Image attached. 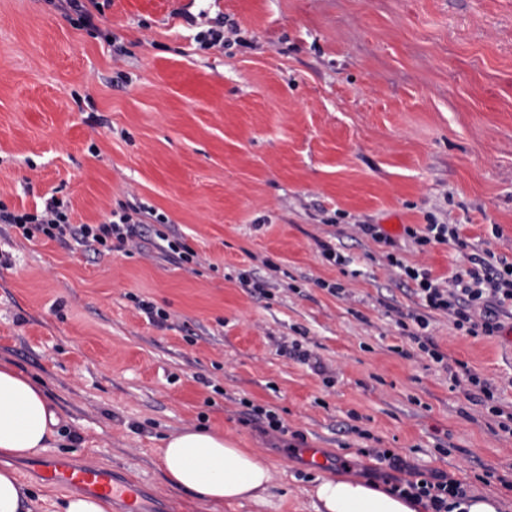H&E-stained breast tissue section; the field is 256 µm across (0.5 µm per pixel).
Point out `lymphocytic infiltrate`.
Returning <instances> with one entry per match:
<instances>
[{"label": "lymphocytic infiltrate", "mask_w": 512, "mask_h": 512, "mask_svg": "<svg viewBox=\"0 0 512 512\" xmlns=\"http://www.w3.org/2000/svg\"><path fill=\"white\" fill-rule=\"evenodd\" d=\"M112 0H57V7L74 15V23L96 33L109 46H116V36L99 29L97 14L103 13ZM70 202L52 196L28 212L11 211L0 205V223L10 225L24 239L41 234L58 242L72 240L95 254L103 255L129 247H140L147 233H154L163 241L162 252L179 264L194 262L196 254L179 237L168 236L163 227L169 219L157 210L136 204H122L111 210L102 222L77 224L72 220ZM356 230L385 246L383 258L388 269L411 285L415 299L414 310L400 313L397 321L402 331L408 332L419 352L435 363H443L444 353L428 332L432 314H446L454 330L463 336H496L505 320H512V262L494 259L489 252L478 249L462 234L459 224L431 222L423 227L405 226L404 234L419 249L440 244H453L464 259L462 266L452 269L448 277H434L430 269L409 265L400 257L396 240L380 225L360 224ZM453 386L463 388L468 399L483 406L494 418L499 430L512 435V411L502 405L501 388L495 380L481 377L464 361H457L450 372ZM379 469L392 470L387 478L388 491L400 497L423 504L426 512H452L467 498V488L461 481L439 471L410 470L408 478L396 477V470L405 468L404 460L392 450L372 448L368 451Z\"/></svg>", "instance_id": "obj_1"}]
</instances>
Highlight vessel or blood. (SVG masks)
Listing matches in <instances>:
<instances>
[{
	"mask_svg": "<svg viewBox=\"0 0 512 512\" xmlns=\"http://www.w3.org/2000/svg\"><path fill=\"white\" fill-rule=\"evenodd\" d=\"M29 469L46 486L111 500L114 512H171L138 480L76 456L47 455L30 464Z\"/></svg>",
	"mask_w": 512,
	"mask_h": 512,
	"instance_id": "obj_1",
	"label": "vessel or blood"
}]
</instances>
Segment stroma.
Instances as JSON below:
<instances>
[{
  "label": "stroma",
  "instance_id": "35a3bbf8",
  "mask_svg": "<svg viewBox=\"0 0 512 512\" xmlns=\"http://www.w3.org/2000/svg\"><path fill=\"white\" fill-rule=\"evenodd\" d=\"M219 18L236 39L197 50L193 34ZM97 24L124 54L49 0H0V203L30 210L56 193L78 224L120 202L152 207L198 258L100 256L0 224V364L43 388L61 419L53 452L130 473L173 512H313L314 478L361 476L372 437L512 512L499 483L512 438L416 354L395 324L409 291L353 230L400 238L431 216L512 259V0H112ZM401 255L437 276L462 262L450 245L403 242ZM138 298L168 311L167 327ZM429 331L512 404L511 338L459 335L438 313ZM295 339L333 385L281 355ZM244 398L288 435L241 423ZM188 426L265 461V502L215 508L171 487L156 450Z\"/></svg>",
  "mask_w": 512,
  "mask_h": 512
}]
</instances>
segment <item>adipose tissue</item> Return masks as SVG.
<instances>
[{"mask_svg": "<svg viewBox=\"0 0 512 512\" xmlns=\"http://www.w3.org/2000/svg\"><path fill=\"white\" fill-rule=\"evenodd\" d=\"M59 424L43 389L0 365V455H40ZM159 453L168 481L205 503H257L273 481L271 468L255 454L204 427H186L163 438ZM310 496L314 512H422L420 505L349 476L317 478Z\"/></svg>", "mask_w": 512, "mask_h": 512, "instance_id": "obj_1", "label": "adipose tissue"}]
</instances>
